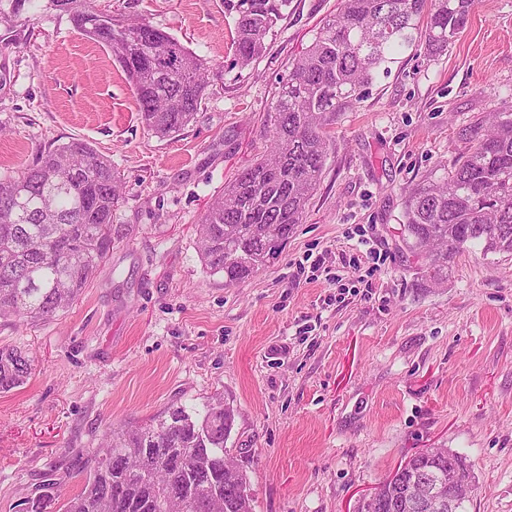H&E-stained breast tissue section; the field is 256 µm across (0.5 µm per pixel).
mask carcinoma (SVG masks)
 Here are the masks:
<instances>
[{"mask_svg":"<svg viewBox=\"0 0 512 512\" xmlns=\"http://www.w3.org/2000/svg\"><path fill=\"white\" fill-rule=\"evenodd\" d=\"M288 0H237L235 61L258 59ZM476 0H339L312 43L292 63L265 119L267 155L224 187L197 225L205 269L231 285L265 266L285 245L320 181L329 155L326 126L362 98L375 73L404 52L436 58L466 29ZM51 11L111 53L127 76L141 118L161 138L179 135L210 86L211 69L178 38L148 22L123 28L94 0H0L8 28ZM403 200L407 244L434 273L469 248L512 255V105L487 112L450 167ZM112 162L70 141L44 150L37 164L0 178V317L51 321L101 270L112 249V216L122 195ZM278 235L280 245H270ZM32 363L0 347V393L28 381ZM234 406L208 403L134 427L110 426L104 456L83 471L63 512H253L244 467L224 462ZM448 474L447 461L420 452L399 467ZM386 512L397 488L377 489Z\"/></svg>","mask_w":512,"mask_h":512,"instance_id":"1","label":"carcinoma"}]
</instances>
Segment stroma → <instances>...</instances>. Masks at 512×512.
<instances>
[{
	"label": "stroma",
	"mask_w": 512,
	"mask_h": 512,
	"mask_svg": "<svg viewBox=\"0 0 512 512\" xmlns=\"http://www.w3.org/2000/svg\"><path fill=\"white\" fill-rule=\"evenodd\" d=\"M96 4L177 37L219 77L188 127L161 139L68 14L0 27V176L79 140L111 160L123 195L79 299L50 322L0 319V346L33 361L0 394V512L25 500L61 512L108 426L224 401L254 512H357L428 448L465 457L468 512H512V256L474 248L434 275L402 217L405 193L452 163L470 123L512 101V0H477L447 54L401 55L336 113L303 223L230 286L204 268L195 226L265 154L279 82L339 0H290L245 69L226 0Z\"/></svg>",
	"instance_id": "1"
}]
</instances>
